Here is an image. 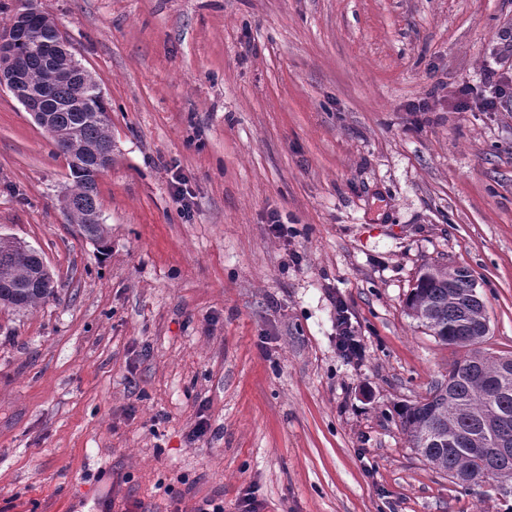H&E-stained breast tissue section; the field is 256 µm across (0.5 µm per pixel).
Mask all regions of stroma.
Listing matches in <instances>:
<instances>
[{
  "mask_svg": "<svg viewBox=\"0 0 512 512\" xmlns=\"http://www.w3.org/2000/svg\"><path fill=\"white\" fill-rule=\"evenodd\" d=\"M38 6L102 80L108 248L0 87V234L58 284L0 307V512H95L97 485L118 512H512V484L451 481L397 415L465 354L408 313L424 265L468 268L484 349L512 352V101L453 107L512 73V0ZM505 75L498 72L495 68L487 70L484 78L485 84L488 88L493 91L491 95H487L482 98L476 106L482 110H492L496 105V98H500L505 94V90L502 87ZM336 327L338 330V349L343 356L353 359L361 354V345L352 331L348 308L342 301L336 304Z\"/></svg>",
  "mask_w": 512,
  "mask_h": 512,
  "instance_id": "stroma-1",
  "label": "stroma"
}]
</instances>
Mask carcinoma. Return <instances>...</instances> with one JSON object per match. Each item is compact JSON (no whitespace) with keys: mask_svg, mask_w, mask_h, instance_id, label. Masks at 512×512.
I'll return each mask as SVG.
<instances>
[{"mask_svg":"<svg viewBox=\"0 0 512 512\" xmlns=\"http://www.w3.org/2000/svg\"><path fill=\"white\" fill-rule=\"evenodd\" d=\"M43 37L21 41L15 53L23 58L30 81L18 87L36 94L49 79L53 60ZM82 77L55 86L51 103L58 154L69 159L72 188L65 202L68 216L76 220L84 237L102 243L104 224H85L83 219L99 210L98 175L83 159L70 153L72 142L89 149L112 147L109 108L102 98L82 91ZM43 258L38 250L13 236L0 235V305L29 310L55 295V281L41 276ZM410 315L443 343L467 349L466 355L448 368V378L399 413L410 447L451 479L469 473L478 477L512 481V455L495 461L474 452L495 447L496 440L512 442V353L489 355L480 349L485 336L474 327L487 320L485 302L477 280L466 268L449 270L438 265L423 267L407 301Z\"/></svg>","mask_w":512,"mask_h":512,"instance_id":"1","label":"carcinoma"}]
</instances>
